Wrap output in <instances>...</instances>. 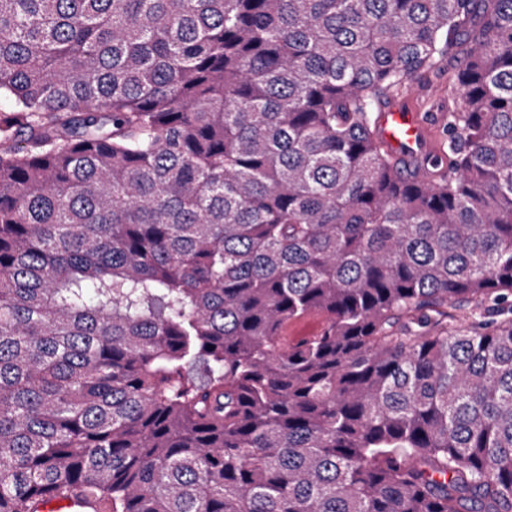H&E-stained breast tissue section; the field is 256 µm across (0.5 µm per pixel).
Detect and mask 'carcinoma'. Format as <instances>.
Segmentation results:
<instances>
[{"label":"carcinoma","mask_w":512,"mask_h":512,"mask_svg":"<svg viewBox=\"0 0 512 512\" xmlns=\"http://www.w3.org/2000/svg\"><path fill=\"white\" fill-rule=\"evenodd\" d=\"M73 494L512 512V0H0V512ZM391 99L406 101L429 126L434 141L441 148L443 124L450 107H459L455 73L448 63H439L433 70L409 81L404 88L389 92ZM387 103V104H388ZM401 100H394L379 113L378 134L397 158L412 159L432 152L431 135L419 114ZM325 323L324 317L317 312H310L295 320L288 322V336H315L322 329ZM288 336H283L281 343L288 346L292 340Z\"/></svg>","instance_id":"carcinoma-1"}]
</instances>
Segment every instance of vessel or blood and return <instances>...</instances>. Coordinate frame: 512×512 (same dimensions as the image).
I'll return each mask as SVG.
<instances>
[{
    "instance_id": "obj_1",
    "label": "vessel or blood",
    "mask_w": 512,
    "mask_h": 512,
    "mask_svg": "<svg viewBox=\"0 0 512 512\" xmlns=\"http://www.w3.org/2000/svg\"><path fill=\"white\" fill-rule=\"evenodd\" d=\"M378 134L394 156L412 159L432 152L431 135L417 112L403 101L395 100L378 116ZM43 512H101L96 505L75 496L48 503Z\"/></svg>"
}]
</instances>
